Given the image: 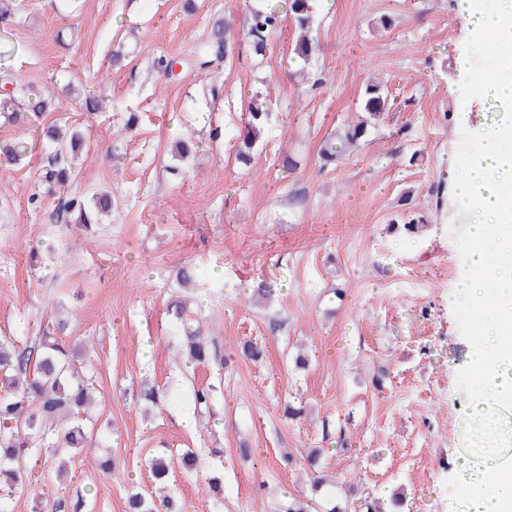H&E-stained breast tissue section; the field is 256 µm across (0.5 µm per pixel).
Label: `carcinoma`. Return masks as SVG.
<instances>
[{
  "instance_id": "obj_1",
  "label": "carcinoma",
  "mask_w": 512,
  "mask_h": 512,
  "mask_svg": "<svg viewBox=\"0 0 512 512\" xmlns=\"http://www.w3.org/2000/svg\"><path fill=\"white\" fill-rule=\"evenodd\" d=\"M290 19L299 31L293 46L294 57L309 62L317 50L309 32L314 21L312 0H272L264 9L245 16L242 34L252 53L264 56L271 37ZM233 43L226 38L221 19L211 26L209 34L191 51L189 61L201 69L219 66L230 58ZM0 84L12 89L0 94V118L3 123L28 124L47 111L48 102L30 85L14 80L10 69L0 66ZM388 94L385 86L372 82L365 88L363 111L345 123L335 134L323 140L319 157L323 164L343 161L350 148L357 146L369 128L385 115ZM268 100L257 92L248 105L243 129L236 149L237 161L250 165L256 143L270 123ZM44 140L53 145L41 170L42 181L49 187L64 189L72 179L74 154L82 144L79 132L65 139V131L49 125L41 130ZM28 154L22 141L0 144V169L19 165ZM112 194L101 191L86 199L71 195L64 203L67 223L83 230L91 228L95 217L112 209ZM182 353L193 363L211 360V342L205 334L201 311L187 301L174 303ZM94 361L77 345H68L58 333L46 331L35 346H19L14 340L0 339V512H12L15 496L24 492L30 464L46 450L61 457L68 451L91 444L89 411L96 401L93 376ZM187 470L197 466L192 450L175 459L157 455L150 460L153 482L168 487L174 462ZM174 499L168 494L160 502L141 492L127 498V512H172Z\"/></svg>"
}]
</instances>
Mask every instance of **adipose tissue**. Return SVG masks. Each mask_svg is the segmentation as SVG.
I'll return each mask as SVG.
<instances>
[{"instance_id":"obj_1","label":"adipose tissue","mask_w":512,"mask_h":512,"mask_svg":"<svg viewBox=\"0 0 512 512\" xmlns=\"http://www.w3.org/2000/svg\"><path fill=\"white\" fill-rule=\"evenodd\" d=\"M473 43L499 51L486 70L492 78L477 94L496 104L501 118L482 127L455 182L471 204L469 271L463 282L480 315L475 352L476 412L512 409V0H456ZM469 493L451 512H512V455L499 457L493 473L460 469Z\"/></svg>"}]
</instances>
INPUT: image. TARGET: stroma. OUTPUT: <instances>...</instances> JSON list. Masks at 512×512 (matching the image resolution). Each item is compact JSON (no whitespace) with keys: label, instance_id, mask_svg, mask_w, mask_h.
Here are the masks:
<instances>
[{"label":"stroma","instance_id":"obj_1","mask_svg":"<svg viewBox=\"0 0 512 512\" xmlns=\"http://www.w3.org/2000/svg\"><path fill=\"white\" fill-rule=\"evenodd\" d=\"M262 5L72 0L63 10L57 0H24L16 16L13 76L50 101L42 124L67 121L85 139L71 191L105 188L115 205L110 223L85 236L52 221L54 200L29 203L42 189L37 127L0 130L34 145L25 164L0 169V337L27 344L39 324L65 322L68 343L91 349L101 393L94 447L72 455L65 481L43 456L13 512L77 498L85 512H124L130 492L150 491L146 463L167 448L192 449L219 484L206 492L195 473L174 468L178 512H281L311 496L355 505L399 491L406 512H448L467 493L458 465H493L462 434L473 419L479 325L461 286L472 216L433 192L453 179L449 158L465 162L477 129L495 117L456 71L465 25L456 0H321L305 82L289 26L261 60L237 35L219 69L153 70L158 58L187 56L216 17L238 23ZM116 49L124 65L112 71ZM373 76L389 92L388 113L344 162L321 167L323 138L360 111ZM67 83L104 97L105 109H80ZM256 90L276 118L245 168L234 151ZM132 112L136 131L122 135ZM181 137L202 143L184 174L171 169ZM287 155L294 168L283 167ZM413 210L425 230L395 233ZM187 265L195 279L181 288L175 275ZM261 283L271 290L264 299L253 293ZM183 296L202 308L219 361L188 364L178 353L168 306ZM246 340L263 360L240 356ZM301 347L303 370L294 366ZM378 368L389 373L381 389L371 382ZM146 381L160 388L159 406L142 400ZM206 385L212 405L195 407ZM289 403L304 407L300 419L285 417ZM184 414L192 429L177 425ZM312 448L336 478L317 496L283 461ZM105 456L112 470L97 467Z\"/></svg>","mask_w":512,"mask_h":512}]
</instances>
